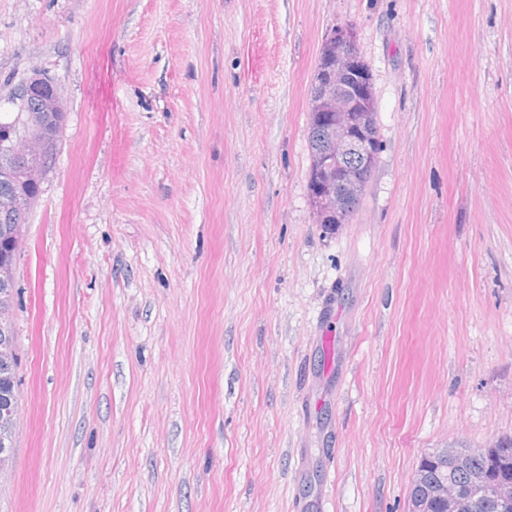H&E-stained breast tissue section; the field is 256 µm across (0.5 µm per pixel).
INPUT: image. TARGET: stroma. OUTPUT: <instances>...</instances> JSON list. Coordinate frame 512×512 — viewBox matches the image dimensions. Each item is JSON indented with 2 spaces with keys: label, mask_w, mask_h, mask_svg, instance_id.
<instances>
[{
  "label": "stroma",
  "mask_w": 512,
  "mask_h": 512,
  "mask_svg": "<svg viewBox=\"0 0 512 512\" xmlns=\"http://www.w3.org/2000/svg\"><path fill=\"white\" fill-rule=\"evenodd\" d=\"M345 23L379 152L328 235ZM37 70L0 512H404L424 452L512 435V0H0V113ZM351 24L337 26L320 52L316 94L310 108L308 149L310 169L319 166L311 190L313 219L326 232L331 224H348L353 203L360 200L375 167L379 149L377 128L364 101L372 97L371 75L356 48ZM19 408V399H15L0 407V439L2 447L0 448V478L2 473L7 471L12 463L13 448L9 444L11 431Z\"/></svg>",
  "instance_id": "stroma-1"
}]
</instances>
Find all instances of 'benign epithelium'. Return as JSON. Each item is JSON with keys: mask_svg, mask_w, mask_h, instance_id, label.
Wrapping results in <instances>:
<instances>
[{"mask_svg": "<svg viewBox=\"0 0 512 512\" xmlns=\"http://www.w3.org/2000/svg\"><path fill=\"white\" fill-rule=\"evenodd\" d=\"M47 86L50 93L35 110L19 106L14 119L0 125V152L13 158L5 169L12 179L40 188L48 157L54 150L64 122V110L57 81L37 73L28 90ZM371 75L356 48L352 25L332 30L320 52L316 94L310 108L309 126L321 128L319 166L314 176L311 201L314 222L328 231L332 223L347 224L353 203L363 194L375 167L379 149L377 128L364 101L372 97ZM37 195L16 193L0 196V210L25 214ZM19 408V400L0 407V474L12 463L9 444ZM474 456H492L500 461L512 458V438L500 437L478 448L448 445L424 453L411 476L406 512H483L488 508L512 506V480L482 484L475 495L448 479V472ZM435 463L441 478L425 479L424 468Z\"/></svg>", "mask_w": 512, "mask_h": 512, "instance_id": "obj_1", "label": "benign epithelium"}]
</instances>
